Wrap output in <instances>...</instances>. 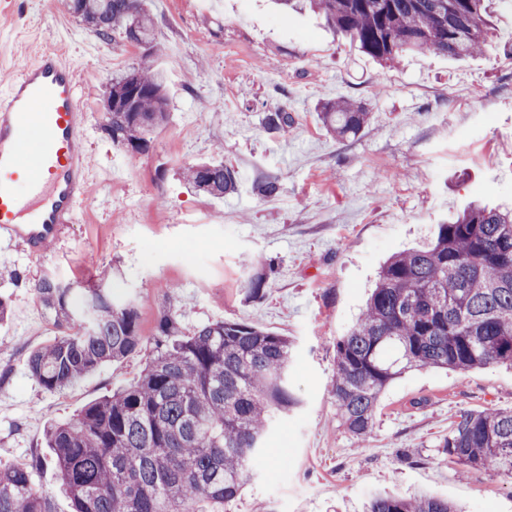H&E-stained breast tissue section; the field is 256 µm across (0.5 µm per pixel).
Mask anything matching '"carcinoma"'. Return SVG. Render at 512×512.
<instances>
[{"instance_id": "cac0c4a2", "label": "carcinoma", "mask_w": 512, "mask_h": 512, "mask_svg": "<svg viewBox=\"0 0 512 512\" xmlns=\"http://www.w3.org/2000/svg\"><path fill=\"white\" fill-rule=\"evenodd\" d=\"M327 25L384 65L403 54L453 59L499 52L489 0H301ZM68 9L97 35L144 39L160 51L152 15L142 0H69ZM112 111L104 130L112 143L137 152L145 134L168 119L163 77L142 65L112 77ZM323 124L341 138L357 136L371 112L362 102L321 105ZM270 131L294 119L265 113ZM181 176L194 191L222 198L238 188L236 171L202 161ZM256 190L281 192L268 175ZM60 334L31 352L30 377L62 392L107 361L147 351L128 386L50 425L46 447L74 512H224L251 478L272 419L300 405L288 385L293 343L237 321L187 329L180 309L162 311L154 335L139 330L137 307L99 286L76 288L45 277L34 285ZM512 367V207L471 204L438 225L425 246L392 255L381 267L365 309L336 341L332 392L346 431L361 442L374 434L379 398L396 378L418 367L462 373ZM443 452L472 471L512 483V409L462 410ZM0 466V512H55L36 489L33 470L48 461ZM366 512H459L428 495L374 496Z\"/></svg>"}]
</instances>
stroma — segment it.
Here are the masks:
<instances>
[{
    "instance_id": "stroma-1",
    "label": "stroma",
    "mask_w": 512,
    "mask_h": 512,
    "mask_svg": "<svg viewBox=\"0 0 512 512\" xmlns=\"http://www.w3.org/2000/svg\"><path fill=\"white\" fill-rule=\"evenodd\" d=\"M161 50L145 56L104 39L59 0H15L0 13V93L46 47L78 71L94 172L73 224L40 256L0 252V463L49 457L48 424L130 384L144 355L103 364L61 393L28 374L26 360L58 334L30 285L45 276L96 283L134 300L142 336L169 301L191 328L219 320L255 325L293 342L288 374L301 405L269 432L253 476L227 512H362L375 494L425 492L464 512H512V485L463 476L442 454L460 410L512 409V368L460 373L418 368L381 395L372 438L340 425L332 395L336 342L363 309L383 262L428 242L471 201L512 202V56L453 60L409 55L388 67L324 27L312 12L272 0H144ZM163 72L167 122L145 152L113 144L103 94L117 72ZM363 102L372 118L338 139L320 102ZM295 122L268 131L264 113ZM217 159L238 173L217 199L183 182L186 165ZM281 180L258 196L262 176ZM265 280L259 295L247 285Z\"/></svg>"
}]
</instances>
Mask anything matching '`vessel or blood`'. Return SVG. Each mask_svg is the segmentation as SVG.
Here are the masks:
<instances>
[{
	"mask_svg": "<svg viewBox=\"0 0 512 512\" xmlns=\"http://www.w3.org/2000/svg\"><path fill=\"white\" fill-rule=\"evenodd\" d=\"M77 87L74 68L45 48L0 93V244L41 255L85 197L86 115Z\"/></svg>",
	"mask_w": 512,
	"mask_h": 512,
	"instance_id": "b4317fda",
	"label": "vessel or blood"
}]
</instances>
